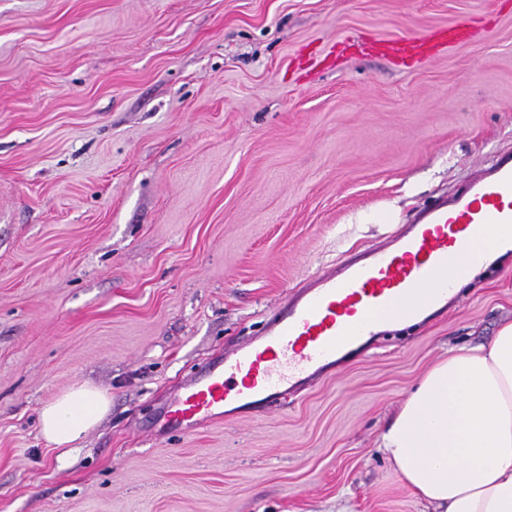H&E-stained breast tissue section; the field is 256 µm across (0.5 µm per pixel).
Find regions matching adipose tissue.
I'll use <instances>...</instances> for the list:
<instances>
[{
    "label": "adipose tissue",
    "mask_w": 512,
    "mask_h": 512,
    "mask_svg": "<svg viewBox=\"0 0 512 512\" xmlns=\"http://www.w3.org/2000/svg\"><path fill=\"white\" fill-rule=\"evenodd\" d=\"M108 410L105 393L74 387L40 409L41 432L67 446ZM377 448L428 512H512V323L433 364Z\"/></svg>",
    "instance_id": "adipose-tissue-1"
}]
</instances>
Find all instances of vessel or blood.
Instances as JSON below:
<instances>
[{
  "label": "vessel or blood",
  "instance_id": "1",
  "mask_svg": "<svg viewBox=\"0 0 512 512\" xmlns=\"http://www.w3.org/2000/svg\"><path fill=\"white\" fill-rule=\"evenodd\" d=\"M459 38L435 43L384 42L400 59L428 56ZM512 225V155H500L450 197L420 209L385 244L322 269L268 320L261 335L223 357L171 401L161 428L191 434L212 421L262 408L311 386L328 369L383 336L407 308L423 320L444 312L456 293L448 271L464 274L485 254L470 250L486 225Z\"/></svg>",
  "mask_w": 512,
  "mask_h": 512
}]
</instances>
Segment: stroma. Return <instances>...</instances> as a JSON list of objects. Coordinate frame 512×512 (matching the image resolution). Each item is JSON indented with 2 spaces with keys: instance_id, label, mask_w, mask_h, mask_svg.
<instances>
[{
  "instance_id": "stroma-1",
  "label": "stroma",
  "mask_w": 512,
  "mask_h": 512,
  "mask_svg": "<svg viewBox=\"0 0 512 512\" xmlns=\"http://www.w3.org/2000/svg\"><path fill=\"white\" fill-rule=\"evenodd\" d=\"M452 27L407 65L351 48ZM512 150V0H0V512H423L376 440L512 322V253L314 386L159 408L318 269ZM110 399L63 454L39 410Z\"/></svg>"
}]
</instances>
